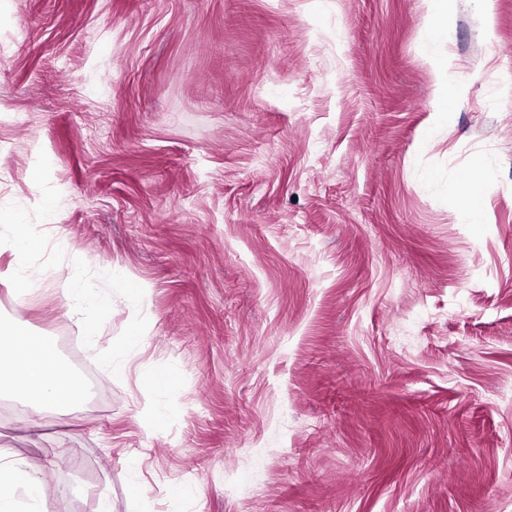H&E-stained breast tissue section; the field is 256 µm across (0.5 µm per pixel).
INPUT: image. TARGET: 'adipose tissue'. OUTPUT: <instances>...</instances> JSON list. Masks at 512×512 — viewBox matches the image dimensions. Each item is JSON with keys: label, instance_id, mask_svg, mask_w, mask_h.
<instances>
[{"label": "adipose tissue", "instance_id": "obj_1", "mask_svg": "<svg viewBox=\"0 0 512 512\" xmlns=\"http://www.w3.org/2000/svg\"><path fill=\"white\" fill-rule=\"evenodd\" d=\"M13 258L0 267V281L9 282L18 299L38 292L40 282L30 273L32 258L44 246L35 224L10 225ZM16 394L38 409L56 415L72 409L85 395L83 382L60 360L55 344L32 334L27 323L0 318V394ZM54 458L26 462L0 448V512H44L40 504L42 475Z\"/></svg>", "mask_w": 512, "mask_h": 512}]
</instances>
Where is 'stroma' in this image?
<instances>
[{
	"instance_id": "obj_1",
	"label": "stroma",
	"mask_w": 512,
	"mask_h": 512,
	"mask_svg": "<svg viewBox=\"0 0 512 512\" xmlns=\"http://www.w3.org/2000/svg\"><path fill=\"white\" fill-rule=\"evenodd\" d=\"M431 22L427 0H0V225L45 238L42 292L0 282V316L88 391L36 429L0 397L17 457L66 450L46 512H512V0ZM72 269L149 297L65 315ZM462 191L468 201L464 216L470 223H478L477 218L481 211L486 195V185L479 173H474L467 181L464 188H458L456 192Z\"/></svg>"
}]
</instances>
